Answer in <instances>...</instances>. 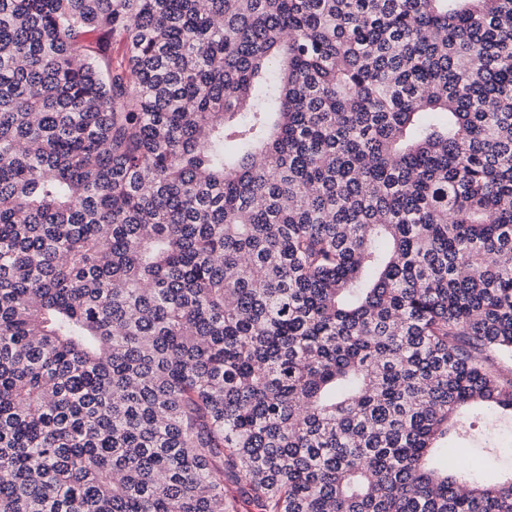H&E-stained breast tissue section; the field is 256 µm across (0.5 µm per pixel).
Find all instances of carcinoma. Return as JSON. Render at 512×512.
I'll return each mask as SVG.
<instances>
[{"instance_id":"cac0c4a2","label":"carcinoma","mask_w":512,"mask_h":512,"mask_svg":"<svg viewBox=\"0 0 512 512\" xmlns=\"http://www.w3.org/2000/svg\"><path fill=\"white\" fill-rule=\"evenodd\" d=\"M506 358L512 0H0V512H512ZM489 422L487 430L491 438V444L485 445L483 441H476L466 444L460 448H449L448 451L452 457L456 458L454 461L459 466H471L479 463L488 472L501 467L512 466V427H501L497 423L492 424ZM507 435V436H506ZM503 436H505L503 438ZM505 446L502 448V443ZM496 446V448H492Z\"/></svg>"}]
</instances>
